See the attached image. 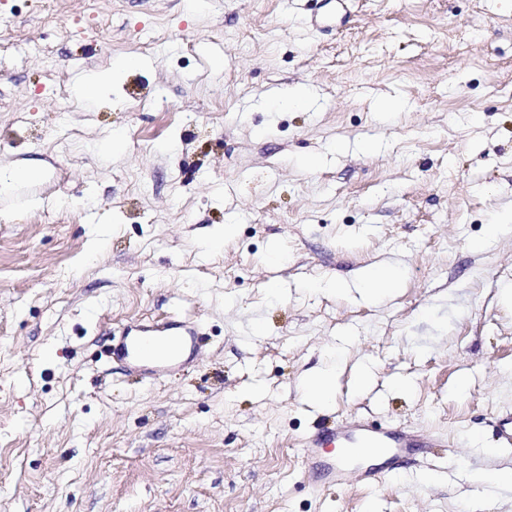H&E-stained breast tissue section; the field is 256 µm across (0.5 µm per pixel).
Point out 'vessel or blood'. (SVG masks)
<instances>
[{"label":"vessel or blood","mask_w":512,"mask_h":512,"mask_svg":"<svg viewBox=\"0 0 512 512\" xmlns=\"http://www.w3.org/2000/svg\"><path fill=\"white\" fill-rule=\"evenodd\" d=\"M197 336L195 328L180 322L145 326L138 329L135 335L123 336L116 347V353L132 366L138 367L147 354L157 346H164L166 355L155 363L156 369L163 371L182 363L183 351L195 349ZM430 442V435L398 428L375 427L357 417L310 437L302 448V455L307 465L312 467L317 465L322 449L333 446L357 448L366 456H384V466H365L358 472L362 481L378 482L393 477L397 460L409 449L426 447Z\"/></svg>","instance_id":"obj_1"}]
</instances>
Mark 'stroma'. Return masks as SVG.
<instances>
[{
    "mask_svg": "<svg viewBox=\"0 0 512 512\" xmlns=\"http://www.w3.org/2000/svg\"><path fill=\"white\" fill-rule=\"evenodd\" d=\"M346 6L0 0V164L40 169L0 197V512H512V0ZM172 317L194 364L106 359ZM354 415L445 445L329 484L301 445ZM140 63L141 61L138 58L127 57L121 59L118 63L112 64L109 69L88 77L81 87V95L86 98H93L100 86L120 82L125 71L138 66ZM394 270L389 267H378L367 272L360 283L367 292H376L384 290L393 280ZM336 372L334 369L319 372L305 386L307 400L318 405H326L334 398Z\"/></svg>",
    "mask_w": 512,
    "mask_h": 512,
    "instance_id": "obj_1",
    "label": "stroma"
}]
</instances>
